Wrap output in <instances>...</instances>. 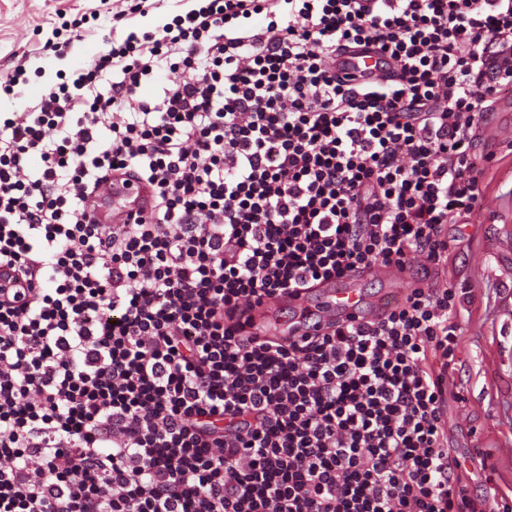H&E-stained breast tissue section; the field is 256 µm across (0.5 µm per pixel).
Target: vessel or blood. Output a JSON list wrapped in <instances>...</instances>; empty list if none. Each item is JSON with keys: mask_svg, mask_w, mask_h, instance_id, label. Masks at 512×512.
<instances>
[{"mask_svg": "<svg viewBox=\"0 0 512 512\" xmlns=\"http://www.w3.org/2000/svg\"><path fill=\"white\" fill-rule=\"evenodd\" d=\"M336 71L339 74L361 75L368 79L386 76L381 53L372 47H357L339 51L336 55ZM154 190L142 180L126 176H114L84 201V211L94 224H131L151 216L154 209ZM290 307L297 310L313 309L309 320L281 323L276 317L279 299H262L245 314L247 336L258 339H275L281 336H297L316 324L334 322L338 314H354L356 323H364L381 315L383 303L371 302L353 282L344 287L330 288L321 305H314L311 291L305 290L288 298Z\"/></svg>", "mask_w": 512, "mask_h": 512, "instance_id": "1", "label": "vessel or blood"}]
</instances>
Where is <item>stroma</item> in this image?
I'll list each match as a JSON object with an SVG mask.
<instances>
[{
	"label": "stroma",
	"mask_w": 512,
	"mask_h": 512,
	"mask_svg": "<svg viewBox=\"0 0 512 512\" xmlns=\"http://www.w3.org/2000/svg\"><path fill=\"white\" fill-rule=\"evenodd\" d=\"M122 0H0V75L25 63L28 82L0 97V113L30 105L47 87L89 65L110 38L146 31L189 9L163 0L147 16L115 20ZM84 19L83 40L44 51L64 22ZM476 155L487 169L483 203L467 223L452 224L455 248L439 281L476 295L462 311L460 361L446 404L448 445L472 474L475 494L512 498V91L502 92L479 130Z\"/></svg>",
	"instance_id": "1"
}]
</instances>
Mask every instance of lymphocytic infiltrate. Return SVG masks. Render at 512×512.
Returning <instances> with one entry per match:
<instances>
[{"label": "lymphocytic infiltrate", "mask_w": 512, "mask_h": 512, "mask_svg": "<svg viewBox=\"0 0 512 512\" xmlns=\"http://www.w3.org/2000/svg\"><path fill=\"white\" fill-rule=\"evenodd\" d=\"M351 43L393 82L337 76ZM108 45L0 118V512H512L448 450L473 294L432 279L482 206L512 0H197ZM116 172L149 222L87 221ZM378 265L421 272L379 319L243 334Z\"/></svg>", "instance_id": "f902f5d3"}]
</instances>
